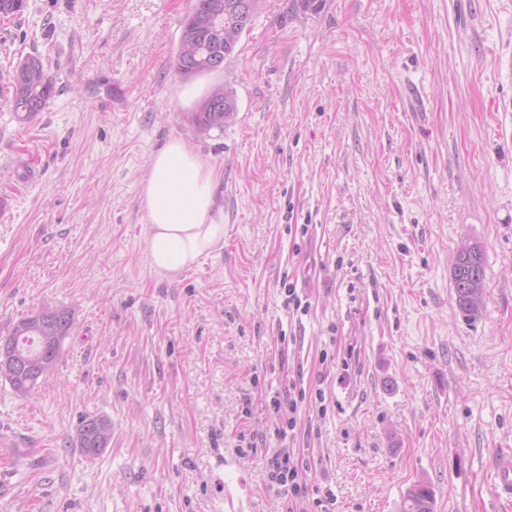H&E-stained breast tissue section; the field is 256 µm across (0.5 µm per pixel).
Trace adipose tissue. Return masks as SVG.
Listing matches in <instances>:
<instances>
[{"instance_id":"ef3b65f1","label":"adipose tissue","mask_w":512,"mask_h":512,"mask_svg":"<svg viewBox=\"0 0 512 512\" xmlns=\"http://www.w3.org/2000/svg\"><path fill=\"white\" fill-rule=\"evenodd\" d=\"M224 171L180 139L153 155L139 206L148 230L150 262L173 278L224 247Z\"/></svg>"}]
</instances>
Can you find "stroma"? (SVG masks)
<instances>
[{
  "mask_svg": "<svg viewBox=\"0 0 512 512\" xmlns=\"http://www.w3.org/2000/svg\"><path fill=\"white\" fill-rule=\"evenodd\" d=\"M189 6L0 15V336L45 301L75 319L35 395L0 379V512H285L283 447L334 512H400L421 479L434 512H512L490 469L512 448V0H261L216 77L175 69ZM30 54L55 94L21 124ZM216 86L239 111L192 136ZM172 139L224 170V247L169 279L138 198ZM465 242L485 253L473 320ZM292 384L325 399L284 440L269 400ZM96 417L112 440L90 459ZM451 278L456 297V304L466 316L476 317L481 314L484 306V256L480 245L476 250L464 253L457 251L451 265ZM479 294V301H474L471 295ZM112 440V421L106 417L92 418L81 423L77 442L82 454L89 458L98 456Z\"/></svg>",
  "mask_w": 512,
  "mask_h": 512,
  "instance_id": "obj_1",
  "label": "stroma"
}]
</instances>
